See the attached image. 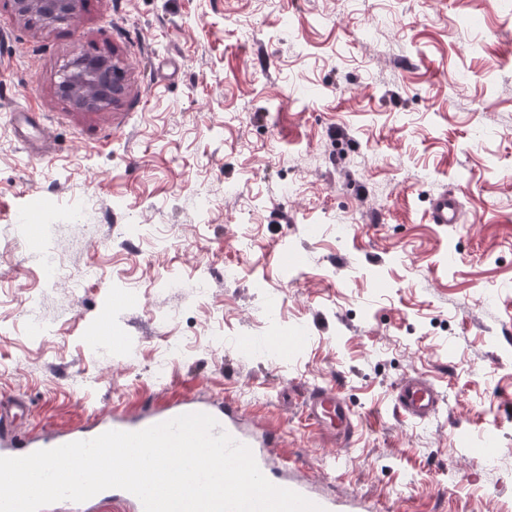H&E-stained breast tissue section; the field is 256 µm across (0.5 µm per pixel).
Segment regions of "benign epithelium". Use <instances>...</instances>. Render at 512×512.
<instances>
[{
    "label": "benign epithelium",
    "mask_w": 512,
    "mask_h": 512,
    "mask_svg": "<svg viewBox=\"0 0 512 512\" xmlns=\"http://www.w3.org/2000/svg\"><path fill=\"white\" fill-rule=\"evenodd\" d=\"M16 15L44 24L69 23L81 0H11ZM125 64L115 56L76 54L62 69L58 92L79 111H98L119 100L128 90Z\"/></svg>",
    "instance_id": "7a95c632"
}]
</instances>
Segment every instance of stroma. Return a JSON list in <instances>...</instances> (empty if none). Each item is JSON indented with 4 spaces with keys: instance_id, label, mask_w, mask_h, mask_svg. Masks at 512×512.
<instances>
[{
    "instance_id": "stroma-1",
    "label": "stroma",
    "mask_w": 512,
    "mask_h": 512,
    "mask_svg": "<svg viewBox=\"0 0 512 512\" xmlns=\"http://www.w3.org/2000/svg\"><path fill=\"white\" fill-rule=\"evenodd\" d=\"M80 52L125 63L119 104L57 94ZM443 187L461 223H429ZM413 373L433 423L393 409ZM315 385L347 445L301 417ZM186 390L382 512H512V0H84L55 25L0 0V395L38 428ZM394 410L412 423H429L436 420L444 405L439 388L420 375H408L397 382L393 389ZM306 418L313 429L346 444L356 428L353 411L333 386H313L302 396Z\"/></svg>"
}]
</instances>
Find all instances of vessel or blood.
<instances>
[{
  "label": "vessel or blood",
  "instance_id": "b4317fda",
  "mask_svg": "<svg viewBox=\"0 0 512 512\" xmlns=\"http://www.w3.org/2000/svg\"><path fill=\"white\" fill-rule=\"evenodd\" d=\"M428 215L434 224H457L462 217L460 201L454 192L442 188L428 198ZM393 407L403 419L412 423L436 420L444 405L439 388L420 375H408L393 389ZM309 425L318 432L346 443L356 428L353 411L333 386H315L302 396ZM203 412L214 417L220 431L247 445L264 474L274 485L300 493L324 508L325 512H375L374 503L363 497H339L335 492L318 487L314 475L297 463L278 457L276 427L269 419L251 413L232 399H213L181 393L170 400L147 399L136 407H113L91 422H78L61 430L47 429L23 435L19 428L28 418L24 400L0 401V457H22L42 449L90 440L109 431H140L185 413ZM43 512H143L140 500L121 489H108L90 499L76 503L62 500L44 508Z\"/></svg>",
  "mask_w": 512,
  "mask_h": 512
}]
</instances>
